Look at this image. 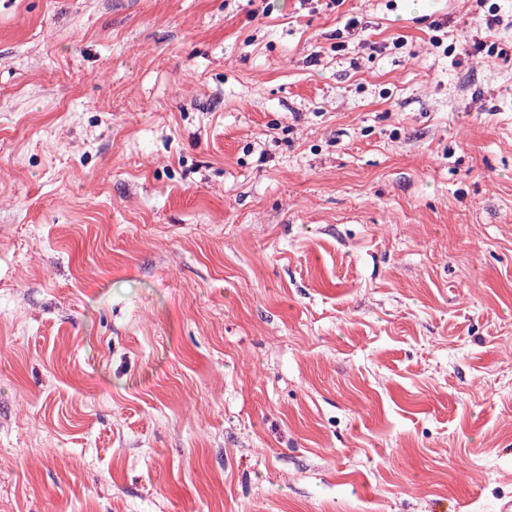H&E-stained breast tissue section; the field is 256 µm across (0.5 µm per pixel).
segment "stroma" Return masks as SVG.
<instances>
[{"instance_id": "stroma-1", "label": "stroma", "mask_w": 512, "mask_h": 512, "mask_svg": "<svg viewBox=\"0 0 512 512\" xmlns=\"http://www.w3.org/2000/svg\"><path fill=\"white\" fill-rule=\"evenodd\" d=\"M509 500L512 0H0V512Z\"/></svg>"}]
</instances>
